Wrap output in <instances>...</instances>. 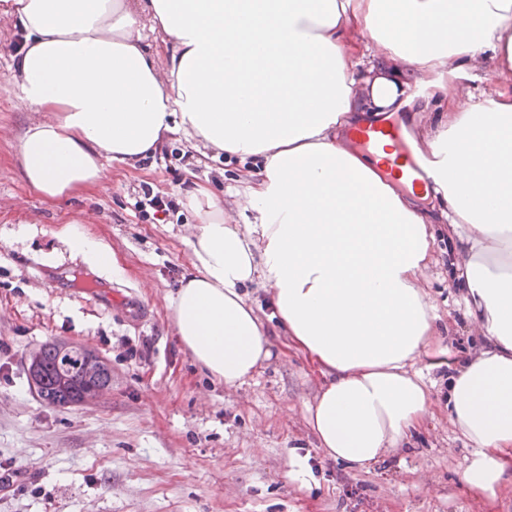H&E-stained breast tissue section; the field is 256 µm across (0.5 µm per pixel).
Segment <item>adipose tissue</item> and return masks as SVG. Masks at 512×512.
<instances>
[{"instance_id":"adipose-tissue-1","label":"adipose tissue","mask_w":512,"mask_h":512,"mask_svg":"<svg viewBox=\"0 0 512 512\" xmlns=\"http://www.w3.org/2000/svg\"><path fill=\"white\" fill-rule=\"evenodd\" d=\"M1 14L25 41L0 96L48 115L19 139L35 191L98 185L105 161L171 134L249 163L229 191H186L192 271L170 317L195 363L237 388L272 356L247 294L265 289L325 379L307 411L338 462L369 469L432 410L425 373L452 349L422 277L447 225L490 343L449 375L448 417L472 448L465 483L495 497L512 469V0H0ZM488 67L497 89L479 101L467 79ZM394 113L430 209L350 136ZM68 240L124 276L101 241Z\"/></svg>"}]
</instances>
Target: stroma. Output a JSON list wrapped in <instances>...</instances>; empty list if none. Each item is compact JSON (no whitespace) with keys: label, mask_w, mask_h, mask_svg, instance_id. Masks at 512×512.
<instances>
[{"label":"stroma","mask_w":512,"mask_h":512,"mask_svg":"<svg viewBox=\"0 0 512 512\" xmlns=\"http://www.w3.org/2000/svg\"><path fill=\"white\" fill-rule=\"evenodd\" d=\"M39 118L0 98V466L19 470L25 486L0 493V512H512L511 483L489 501L462 480L470 449L441 402L448 368L427 375L437 405L411 447L365 471L319 448L306 404L322 376L289 347L262 289L250 291L272 351L260 371L229 391L193 361L168 309L192 270L185 226L193 215L182 192L193 178L235 185L245 165L175 135L153 156L106 162L100 186L49 198L26 184L19 163V138ZM146 188L174 210L142 215L136 202ZM67 227L113 250L126 277L91 272ZM458 258L447 225H438L424 280L439 340L453 341L464 359L487 341L452 278ZM96 289L119 290L123 300L103 304ZM132 301L145 308L141 323L124 314ZM53 340L88 345L111 363L103 399L41 401L25 357ZM294 453L312 470L310 488L286 476Z\"/></svg>","instance_id":"1"}]
</instances>
